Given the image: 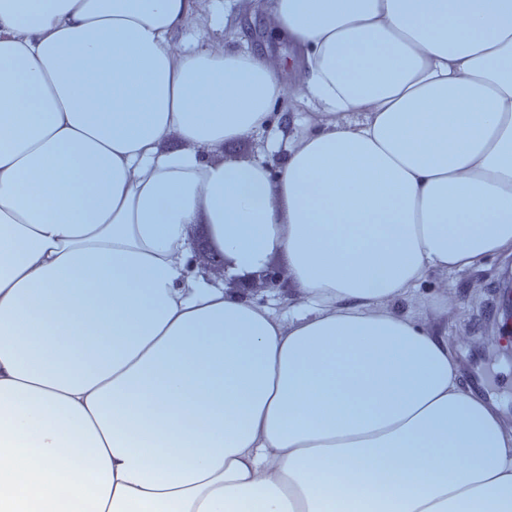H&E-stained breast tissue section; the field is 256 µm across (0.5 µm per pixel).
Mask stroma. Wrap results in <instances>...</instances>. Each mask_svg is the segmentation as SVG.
<instances>
[{
  "mask_svg": "<svg viewBox=\"0 0 512 512\" xmlns=\"http://www.w3.org/2000/svg\"><path fill=\"white\" fill-rule=\"evenodd\" d=\"M266 0H211L208 9L191 18L179 36L181 42L200 48H232L248 52L263 48L277 68L287 94L269 116L268 128L277 131L283 121L296 132L311 133L317 126L313 106L308 105L306 61L303 50L273 30ZM265 157L274 167L288 158L287 145H274L266 136L247 135L209 152L213 161L227 157L251 160ZM512 257H486L478 266L462 272L430 271L409 294L384 301V312L410 317L427 331L443 337L455 353L465 383H472L479 356L492 357L493 388L481 394L497 406L502 421L512 428V358L501 354L495 328L502 319L501 295Z\"/></svg>",
  "mask_w": 512,
  "mask_h": 512,
  "instance_id": "obj_1",
  "label": "stroma"
}]
</instances>
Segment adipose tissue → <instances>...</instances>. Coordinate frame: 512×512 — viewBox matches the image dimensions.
<instances>
[{
	"label": "adipose tissue",
	"instance_id": "adipose-tissue-1",
	"mask_svg": "<svg viewBox=\"0 0 512 512\" xmlns=\"http://www.w3.org/2000/svg\"><path fill=\"white\" fill-rule=\"evenodd\" d=\"M198 7L0 0V512H512V431L380 308L512 254V0H274L321 109L274 180L202 154L285 87L174 48ZM194 224L308 314L190 271ZM269 260L275 267L279 268L284 275L285 282L281 288H279L280 282L277 276V272L271 270L268 262L258 270L246 271L245 273L249 277L258 279L260 281L256 288L265 290L279 288L275 291L266 293L267 300L265 302H268L266 306L273 308L276 314L288 323V321L293 320L302 313V304L295 296L293 291L285 258L272 255Z\"/></svg>",
	"mask_w": 512,
	"mask_h": 512
}]
</instances>
